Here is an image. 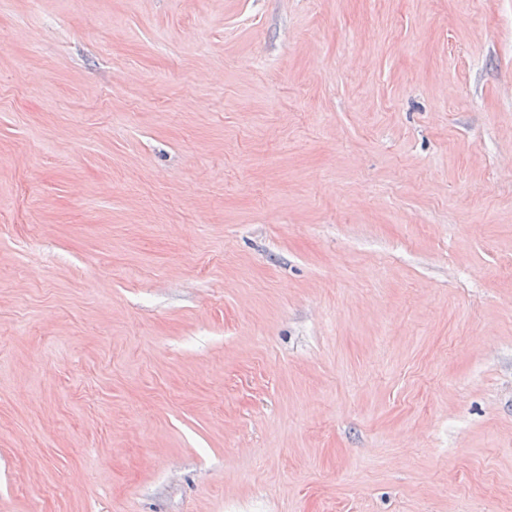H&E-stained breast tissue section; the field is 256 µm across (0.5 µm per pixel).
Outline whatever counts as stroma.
Returning <instances> with one entry per match:
<instances>
[{"label":"stroma","instance_id":"stroma-1","mask_svg":"<svg viewBox=\"0 0 512 512\" xmlns=\"http://www.w3.org/2000/svg\"><path fill=\"white\" fill-rule=\"evenodd\" d=\"M0 512H512V0H0Z\"/></svg>","mask_w":512,"mask_h":512}]
</instances>
